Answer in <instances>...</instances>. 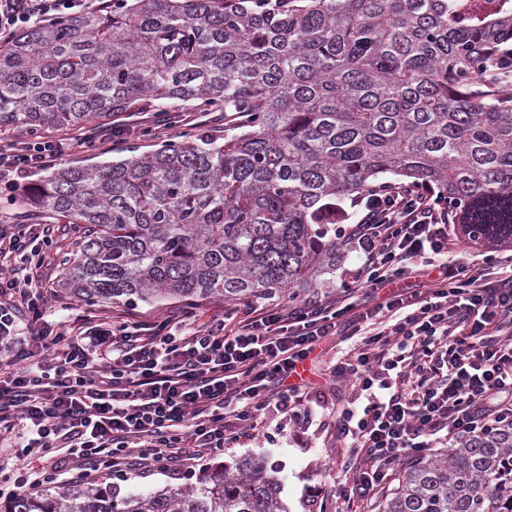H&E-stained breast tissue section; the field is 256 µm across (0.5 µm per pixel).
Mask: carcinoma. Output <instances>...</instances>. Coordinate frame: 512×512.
Masks as SVG:
<instances>
[{
    "mask_svg": "<svg viewBox=\"0 0 512 512\" xmlns=\"http://www.w3.org/2000/svg\"><path fill=\"white\" fill-rule=\"evenodd\" d=\"M189 103L185 133L51 169L13 203L82 225L62 290L88 305L249 301L336 273L346 203L420 186L512 245V0H104L0 45V130L33 136ZM383 512H512V422L398 471ZM0 512H288L258 457L185 489L72 483Z\"/></svg>",
    "mask_w": 512,
    "mask_h": 512,
    "instance_id": "carcinoma-1",
    "label": "carcinoma"
}]
</instances>
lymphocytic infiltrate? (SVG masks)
Masks as SVG:
<instances>
[{"instance_id":"f902f5d3","label":"lymphocytic infiltrate","mask_w":512,"mask_h":512,"mask_svg":"<svg viewBox=\"0 0 512 512\" xmlns=\"http://www.w3.org/2000/svg\"><path fill=\"white\" fill-rule=\"evenodd\" d=\"M84 0H0V30L83 8ZM66 139L0 145V171L49 168ZM345 238L362 255L334 298L270 304L195 324L180 311L156 323H114L88 312L72 325L46 319L29 271L42 265L50 224H1L0 447L22 463L26 485L61 484L70 460L121 477L189 464L232 447L273 409L311 408L298 379L331 336L365 333L333 380L360 406L341 410L355 500L448 440L512 422V255L507 268L451 260V216L424 190L377 191L357 204ZM421 272L425 290L404 288Z\"/></svg>"}]
</instances>
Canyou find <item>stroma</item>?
Here are the masks:
<instances>
[{"mask_svg":"<svg viewBox=\"0 0 512 512\" xmlns=\"http://www.w3.org/2000/svg\"><path fill=\"white\" fill-rule=\"evenodd\" d=\"M100 127L130 128V135L114 140L112 145L98 146L87 139L85 130H68L69 149L62 158L63 164H95L130 157L132 152H144L162 141L175 138L184 132L181 124L158 131L153 117L148 113L119 112L100 120ZM81 235L79 226L59 224L55 227L53 242L46 247V260L35 275L36 287L45 289L49 300V310L54 320H71L86 312L84 302L66 296L60 290L63 263L72 252ZM347 344L336 340L326 345L316 363V373L312 377L313 413L307 419H288L274 413L264 417L263 434L248 437L235 447L225 449L218 456L207 455L198 459L191 471L179 477L164 472L149 476L136 473L117 480L121 492L139 490L184 488L194 483L197 476L206 468L217 466L234 467L238 460L250 455L264 459L269 467L277 469L283 480L282 497L289 512H309L313 500L323 501L326 512H381L382 504L388 496V489H379L369 496L347 504L338 498L336 486L345 476L338 467L347 450L336 427L334 415L354 401L356 394L350 385H338L329 381L327 374L335 364Z\"/></svg>","mask_w":512,"mask_h":512,"instance_id":"obj_1","label":"stroma"}]
</instances>
